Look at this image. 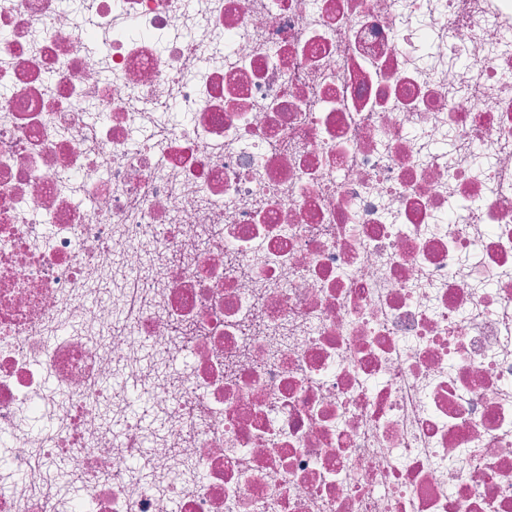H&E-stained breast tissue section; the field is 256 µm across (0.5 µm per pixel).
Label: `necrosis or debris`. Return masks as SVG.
<instances>
[{
	"label": "necrosis or debris",
	"mask_w": 512,
	"mask_h": 512,
	"mask_svg": "<svg viewBox=\"0 0 512 512\" xmlns=\"http://www.w3.org/2000/svg\"><path fill=\"white\" fill-rule=\"evenodd\" d=\"M0 30V512H512V0Z\"/></svg>",
	"instance_id": "1"
}]
</instances>
